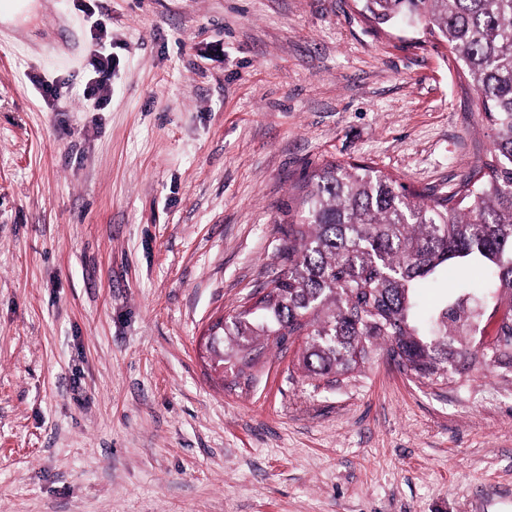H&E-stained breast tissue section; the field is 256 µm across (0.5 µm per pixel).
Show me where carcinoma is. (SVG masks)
<instances>
[{"mask_svg": "<svg viewBox=\"0 0 512 512\" xmlns=\"http://www.w3.org/2000/svg\"><path fill=\"white\" fill-rule=\"evenodd\" d=\"M374 23L418 24L459 63L495 131L489 157L431 200L366 164L333 162L307 180L303 222L280 248L285 269L247 308L216 324L211 352L237 377L265 341L305 330L299 365L340 383L379 350L420 381L446 384L489 367L512 373V323L494 345L472 349L481 292L512 307V0H359ZM462 275L432 312L422 283Z\"/></svg>", "mask_w": 512, "mask_h": 512, "instance_id": "obj_1", "label": "carcinoma"}]
</instances>
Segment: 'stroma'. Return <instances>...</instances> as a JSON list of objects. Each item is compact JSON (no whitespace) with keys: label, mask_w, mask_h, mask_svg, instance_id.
Segmentation results:
<instances>
[{"label":"stroma","mask_w":512,"mask_h":512,"mask_svg":"<svg viewBox=\"0 0 512 512\" xmlns=\"http://www.w3.org/2000/svg\"><path fill=\"white\" fill-rule=\"evenodd\" d=\"M479 110L358 0H49L0 32V512H512L501 370L380 351L331 387L273 344L247 382L205 349L280 272L307 175L450 192Z\"/></svg>","instance_id":"stroma-1"}]
</instances>
